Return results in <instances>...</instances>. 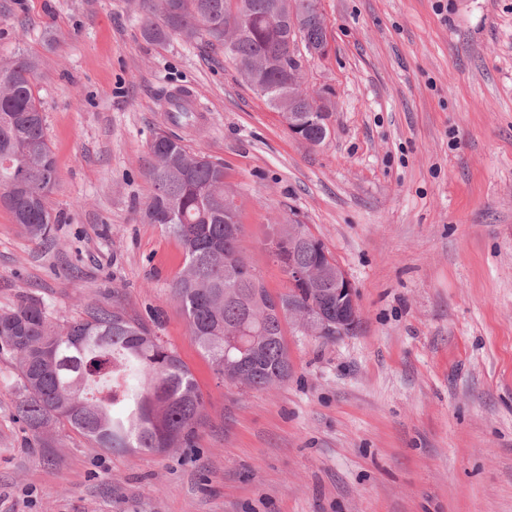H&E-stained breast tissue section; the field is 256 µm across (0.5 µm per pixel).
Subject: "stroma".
Here are the masks:
<instances>
[{
	"mask_svg": "<svg viewBox=\"0 0 512 512\" xmlns=\"http://www.w3.org/2000/svg\"><path fill=\"white\" fill-rule=\"evenodd\" d=\"M331 51L306 66L330 134L291 133L222 51L140 32L145 0H0V61H39L58 171L52 237L0 206V309L117 308L177 352L204 401L190 448L95 447L18 411L0 349V512H512V0H320ZM191 88L193 126L167 90ZM224 164L250 264L304 224L356 286L335 341L287 324L290 374L224 382L170 292L184 255L141 210L155 133Z\"/></svg>",
	"mask_w": 512,
	"mask_h": 512,
	"instance_id": "1",
	"label": "stroma"
}]
</instances>
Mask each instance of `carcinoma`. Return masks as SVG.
Returning <instances> with one entry per match:
<instances>
[{"label": "carcinoma", "instance_id": "carcinoma-1", "mask_svg": "<svg viewBox=\"0 0 512 512\" xmlns=\"http://www.w3.org/2000/svg\"><path fill=\"white\" fill-rule=\"evenodd\" d=\"M244 22L224 9L226 0H165L161 16L142 21L147 41L172 35L224 50L239 72L253 60L272 61L253 90L272 102L267 90L304 69L309 48L327 41L319 0H295L306 14L304 52L286 51L288 28L272 21L273 0H246ZM241 30L234 39L226 36ZM36 57L20 54L0 66V205L34 239L51 237L59 222L47 205L58 173L49 145L42 102L34 94ZM196 109L173 103L176 123L191 124ZM147 176L154 191L143 220L159 224L181 244L184 266L171 288L186 315L192 340L224 381L268 389L288 379L290 363L285 324L273 313L274 296L250 274L243 228L229 231L239 218L224 209V165L192 154L178 139L156 136L150 144ZM269 242L284 274L319 266L324 256L311 243L288 239L280 224ZM334 279L316 288H289L283 303L318 309L327 326L318 333L336 339ZM0 345L16 356L19 411L31 429L63 421L96 447L156 452L189 448L202 424L203 400L186 365L144 324L112 308L92 307L78 320H50L37 301L0 310Z\"/></svg>", "mask_w": 512, "mask_h": 512}]
</instances>
